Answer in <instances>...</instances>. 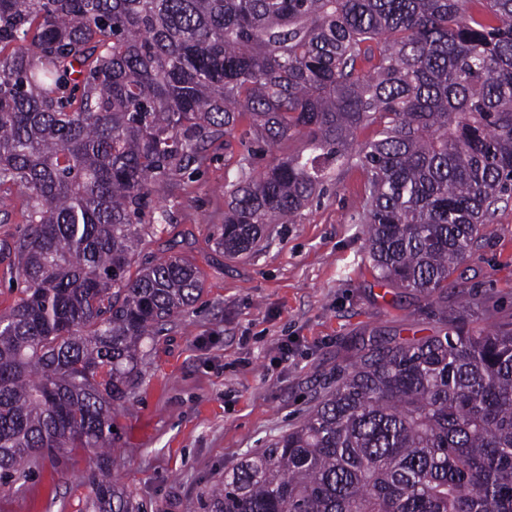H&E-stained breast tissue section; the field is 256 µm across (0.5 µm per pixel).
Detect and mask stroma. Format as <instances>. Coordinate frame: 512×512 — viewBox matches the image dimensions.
I'll return each mask as SVG.
<instances>
[{
	"instance_id": "obj_1",
	"label": "stroma",
	"mask_w": 512,
	"mask_h": 512,
	"mask_svg": "<svg viewBox=\"0 0 512 512\" xmlns=\"http://www.w3.org/2000/svg\"><path fill=\"white\" fill-rule=\"evenodd\" d=\"M216 150L207 168L172 187L165 231L146 237L139 263L169 244L192 256L203 290L189 314L147 342L146 369L114 417L112 474L143 512H208L206 493L245 454L301 423L364 344L441 336L461 294L477 305L470 327L512 322V197L454 280L428 297L376 278L358 205L365 174L332 172L292 224L270 225L255 253L216 256L224 221L218 190L235 167ZM94 451L39 461L27 480L0 486V512H84Z\"/></svg>"
}]
</instances>
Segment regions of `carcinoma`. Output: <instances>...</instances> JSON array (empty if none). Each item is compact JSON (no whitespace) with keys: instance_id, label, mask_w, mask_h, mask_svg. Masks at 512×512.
<instances>
[{"instance_id":"carcinoma-1","label":"carcinoma","mask_w":512,"mask_h":512,"mask_svg":"<svg viewBox=\"0 0 512 512\" xmlns=\"http://www.w3.org/2000/svg\"><path fill=\"white\" fill-rule=\"evenodd\" d=\"M244 118L269 150L302 147L259 170ZM235 141L215 254L251 253L355 164L377 277L433 296L512 191V0H0V188L27 193L0 484L93 448L89 512H139L108 476L113 415L202 277L180 253L135 257L169 222L165 189ZM472 308L443 336L373 341L224 472L209 512H512V323L468 329Z\"/></svg>"}]
</instances>
